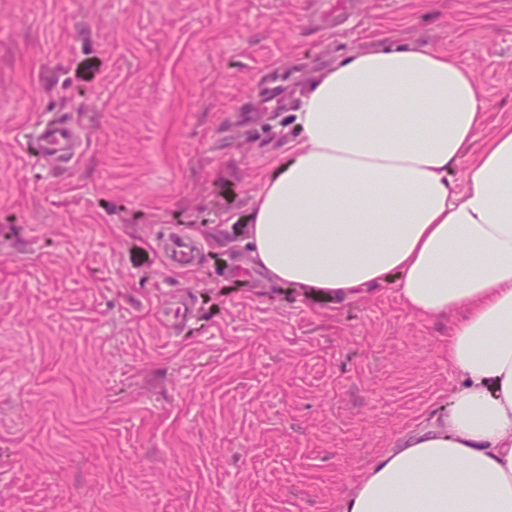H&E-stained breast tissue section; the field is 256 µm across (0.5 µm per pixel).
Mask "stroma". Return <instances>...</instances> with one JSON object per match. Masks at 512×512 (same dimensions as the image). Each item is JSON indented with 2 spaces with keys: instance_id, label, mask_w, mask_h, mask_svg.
<instances>
[{
  "instance_id": "1",
  "label": "stroma",
  "mask_w": 512,
  "mask_h": 512,
  "mask_svg": "<svg viewBox=\"0 0 512 512\" xmlns=\"http://www.w3.org/2000/svg\"><path fill=\"white\" fill-rule=\"evenodd\" d=\"M0 0V512H339L448 414V325L247 262L252 194L296 94L353 50L419 42L512 119V0ZM81 131L56 170L24 139ZM200 241L191 269L156 240Z\"/></svg>"
}]
</instances>
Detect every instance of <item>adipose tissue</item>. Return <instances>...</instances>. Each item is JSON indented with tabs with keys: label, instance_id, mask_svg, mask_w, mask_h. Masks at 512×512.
<instances>
[{
	"label": "adipose tissue",
	"instance_id": "obj_1",
	"mask_svg": "<svg viewBox=\"0 0 512 512\" xmlns=\"http://www.w3.org/2000/svg\"><path fill=\"white\" fill-rule=\"evenodd\" d=\"M486 113L446 50L351 52L305 87L301 142L252 196L249 257L270 281L354 299L393 279L448 324L447 418L382 452L341 512H512V119L486 137Z\"/></svg>",
	"mask_w": 512,
	"mask_h": 512
}]
</instances>
